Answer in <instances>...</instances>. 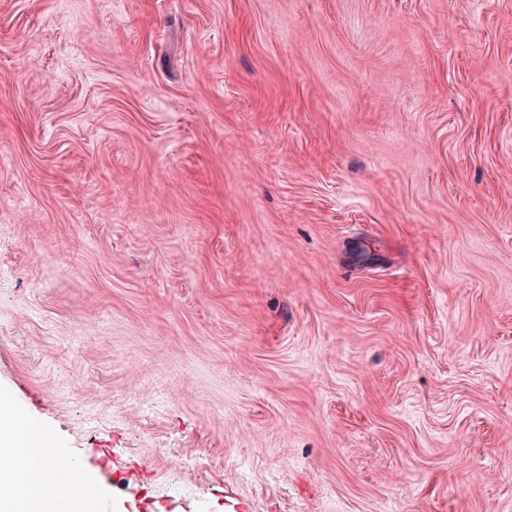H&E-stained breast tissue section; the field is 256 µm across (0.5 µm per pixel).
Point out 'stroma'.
<instances>
[{
	"label": "stroma",
	"instance_id": "obj_1",
	"mask_svg": "<svg viewBox=\"0 0 512 512\" xmlns=\"http://www.w3.org/2000/svg\"><path fill=\"white\" fill-rule=\"evenodd\" d=\"M0 391L110 512H512V0H0Z\"/></svg>",
	"mask_w": 512,
	"mask_h": 512
}]
</instances>
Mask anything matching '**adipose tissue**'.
Wrapping results in <instances>:
<instances>
[{
  "label": "adipose tissue",
  "instance_id": "1",
  "mask_svg": "<svg viewBox=\"0 0 512 512\" xmlns=\"http://www.w3.org/2000/svg\"><path fill=\"white\" fill-rule=\"evenodd\" d=\"M61 453L39 419L0 397V512H89L100 487L59 482L48 461Z\"/></svg>",
  "mask_w": 512,
  "mask_h": 512
}]
</instances>
